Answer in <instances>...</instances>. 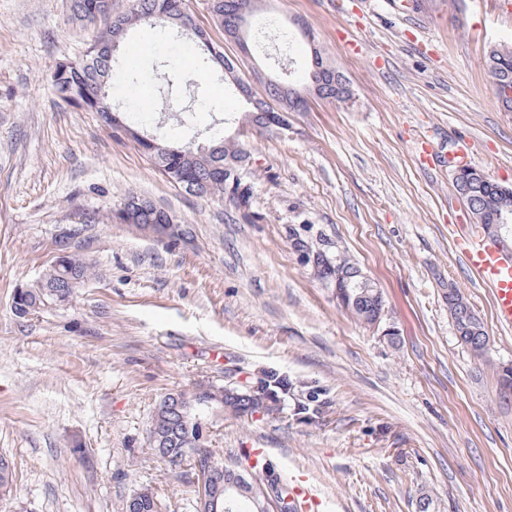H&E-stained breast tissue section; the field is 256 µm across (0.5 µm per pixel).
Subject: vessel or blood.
Returning a JSON list of instances; mask_svg holds the SVG:
<instances>
[{"mask_svg":"<svg viewBox=\"0 0 512 512\" xmlns=\"http://www.w3.org/2000/svg\"><path fill=\"white\" fill-rule=\"evenodd\" d=\"M449 230L468 269L492 293L497 322L503 327L512 326V247L495 236L466 229L453 224Z\"/></svg>","mask_w":512,"mask_h":512,"instance_id":"obj_1","label":"vessel or blood"}]
</instances>
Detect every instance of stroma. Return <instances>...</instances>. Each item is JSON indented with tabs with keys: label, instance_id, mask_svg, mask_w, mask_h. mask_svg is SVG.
Returning a JSON list of instances; mask_svg holds the SVG:
<instances>
[{
	"label": "stroma",
	"instance_id": "35a3bbf8",
	"mask_svg": "<svg viewBox=\"0 0 512 512\" xmlns=\"http://www.w3.org/2000/svg\"><path fill=\"white\" fill-rule=\"evenodd\" d=\"M236 74L300 80L311 47L346 77L344 102L309 97L287 128L247 127L249 211L185 194L96 113L60 100L51 75L98 32L68 0H0V456L15 476L0 512H123L149 490L161 512H193L196 475L148 454L153 416L173 392L222 388L278 372L325 389L326 420L301 422L292 401L236 417L203 410L216 458L246 465L265 449L283 484L318 492L320 512H512V329L496 325L489 289L465 266L449 225L472 217L448 168L424 167L418 140L454 151L512 186V112L486 55L512 44V0H266L249 53L225 39L209 0H188ZM305 22L279 50L268 17ZM224 89L205 122L232 135L247 109L210 65L194 98ZM182 92L139 113L175 142L195 126ZM134 192L188 225L160 243L110 219ZM95 269L69 302L25 318L12 295L38 281L60 242ZM337 243L378 286L391 343L352 318L302 261L297 238ZM455 285L488 349L461 344L444 293ZM82 441L86 454L72 451Z\"/></svg>",
	"mask_w": 512,
	"mask_h": 512
}]
</instances>
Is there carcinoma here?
Instances as JSON below:
<instances>
[{
    "instance_id": "1",
    "label": "carcinoma",
    "mask_w": 512,
    "mask_h": 512,
    "mask_svg": "<svg viewBox=\"0 0 512 512\" xmlns=\"http://www.w3.org/2000/svg\"><path fill=\"white\" fill-rule=\"evenodd\" d=\"M72 19L78 23H96L100 26L99 35L89 47L85 57L76 62L60 63L51 77L52 87L59 97L71 106L98 114L104 124H109L113 112L108 82L112 72L119 66L113 51L114 44H122L127 35L141 26L169 28L176 31L194 33L193 15L186 7V0H133L132 7L118 13L112 9V0H69ZM210 8L217 21L230 35L239 32L243 20L241 0H210ZM322 69L317 78L318 95L323 98L346 100L351 91L336 67L318 57ZM490 80L497 85L505 78H511L508 87H502L497 94L503 107L512 110V47L495 46L487 57ZM194 84L192 76L181 78L169 72H162L158 82V96L146 101L148 110H153L158 101L166 99L182 83ZM248 96L246 123L261 128L278 126L283 116L273 110L267 98L279 101L283 110L300 112L307 104L306 93L312 91L310 78L301 84L289 79L271 81L266 88V96L245 87ZM125 129L115 135L134 143L148 154L160 171L186 194L210 200L225 201L228 188L237 185L236 207L248 209L251 200V187L236 175L251 168V153L243 141L229 145L224 139L208 135L203 129L204 145L189 142L174 144L153 135L152 142L142 138L137 125L123 120ZM459 194L465 195L472 206V214L477 223H485L483 214L485 197L494 195L501 210H512V188L501 186L492 181L471 177L461 183H454ZM120 203L125 205L122 213L113 214L114 219L123 224H163L168 213L158 209L150 200L126 193ZM296 246L302 252L305 264L316 270L320 279L347 290V298L342 308L366 325L373 324L385 308V301L378 288L370 281L357 264L344 252L334 253L326 247L309 244L301 239ZM73 275L83 284L90 274V263L81 255L70 252L64 258V264L49 267L37 284L24 289L23 293L13 297L14 313L25 318L38 312L42 307L57 303L62 296L70 294L61 288L64 278ZM448 311L453 320L459 340L476 353L484 352L487 336L482 323L464 301L458 289L450 287L444 293ZM258 389L252 386L224 388L213 397V402L244 417L257 412L266 403H277L286 396L294 402V415L306 422L319 423L329 412L330 403L322 398L316 385H299L292 378L276 371H266L257 379ZM187 396L180 392L177 397L165 396L156 408L150 429V445L155 454L171 466L179 465L176 460L182 448L191 446L193 431L187 428L184 403ZM156 497L148 490L137 493L135 500H126L125 512H156ZM224 512H258V505L241 502L234 495L224 498Z\"/></svg>"
}]
</instances>
